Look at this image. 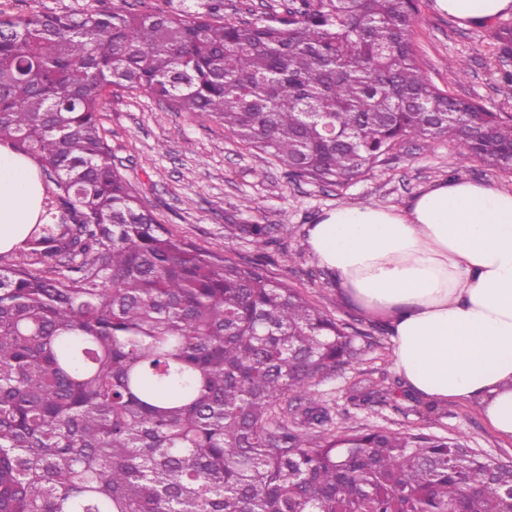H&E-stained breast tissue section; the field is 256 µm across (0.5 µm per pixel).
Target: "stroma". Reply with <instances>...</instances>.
Masks as SVG:
<instances>
[{"mask_svg": "<svg viewBox=\"0 0 512 512\" xmlns=\"http://www.w3.org/2000/svg\"><path fill=\"white\" fill-rule=\"evenodd\" d=\"M417 5L412 40L431 82L511 118L512 87L501 75L512 70V55L500 54L496 35L512 31V13L462 27L437 12L434 0ZM452 60L466 63L465 79L449 69ZM104 125L113 165L175 236L239 264L260 265L349 332L369 334L356 359L315 386L329 403L334 429L378 425L459 436L492 461L512 465V440L498 436L473 406L451 402L430 409L405 389L393 368L387 329L340 300L331 274L306 243L309 224L338 205L401 206L430 185L456 178L512 191V172L462 162L457 142L445 137L424 144L407 139L357 181L328 186L290 176L215 119L173 111L144 91L108 97ZM228 224H285L293 233L259 249L249 238L225 236ZM372 382L378 394H369Z\"/></svg>", "mask_w": 512, "mask_h": 512, "instance_id": "stroma-1", "label": "stroma"}]
</instances>
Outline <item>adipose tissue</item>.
<instances>
[{
  "label": "adipose tissue",
  "mask_w": 512,
  "mask_h": 512,
  "mask_svg": "<svg viewBox=\"0 0 512 512\" xmlns=\"http://www.w3.org/2000/svg\"><path fill=\"white\" fill-rule=\"evenodd\" d=\"M463 25L512 12V0H435ZM36 160L0 145V253L43 211ZM339 295L391 335L394 369L422 398L476 406L512 440V192L443 181L402 208L340 205L307 232Z\"/></svg>",
  "instance_id": "obj_1"
}]
</instances>
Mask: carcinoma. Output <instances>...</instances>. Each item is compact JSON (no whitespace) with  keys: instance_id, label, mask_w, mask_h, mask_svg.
I'll use <instances>...</instances> for the list:
<instances>
[{"instance_id":"obj_1","label":"carcinoma","mask_w":512,"mask_h":512,"mask_svg":"<svg viewBox=\"0 0 512 512\" xmlns=\"http://www.w3.org/2000/svg\"><path fill=\"white\" fill-rule=\"evenodd\" d=\"M98 2L0 11V144L46 188L0 269V512H512V469L459 437L328 428L312 387L360 354L346 326L174 237L114 169L103 122L107 96L143 90L328 185L407 138L511 171L512 120L421 67L416 0H300L255 23L224 21L223 0ZM226 230L259 248L292 233Z\"/></svg>"}]
</instances>
